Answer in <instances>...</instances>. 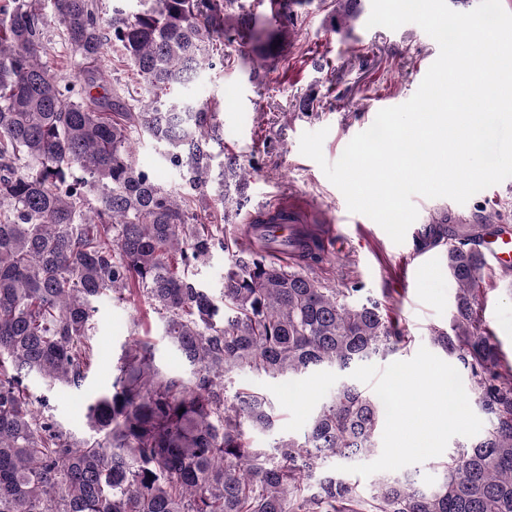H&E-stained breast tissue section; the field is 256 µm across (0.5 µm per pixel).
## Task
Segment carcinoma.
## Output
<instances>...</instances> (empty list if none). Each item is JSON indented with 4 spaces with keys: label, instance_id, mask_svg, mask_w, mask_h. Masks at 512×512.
<instances>
[{
    "label": "carcinoma",
    "instance_id": "obj_1",
    "mask_svg": "<svg viewBox=\"0 0 512 512\" xmlns=\"http://www.w3.org/2000/svg\"><path fill=\"white\" fill-rule=\"evenodd\" d=\"M0 0V512H512V365L481 327L479 245L489 224H431L419 245L448 239L456 286L450 330L431 340L468 373L490 424L440 462L441 481L381 473L369 494L342 475L317 474L376 451L383 401L344 382L301 441L282 439L268 456L252 435L272 430L267 396L227 376L298 377L352 365L406 345L379 301H349L350 288H324L305 273L324 246L304 234L302 267L198 224L190 202L212 181L240 184L247 171L220 159L212 107L172 96L235 32L240 63L275 59L297 9L274 0L279 24L258 22L238 0ZM331 28L346 32L360 0H321ZM57 31L77 74L47 56ZM120 47L139 85L103 84L100 63ZM148 137L179 172L182 191L158 184L133 159ZM232 253L215 297L189 274L216 248ZM142 296L164 335L195 367L193 379L162 370L152 344L125 349L110 389L87 399L93 439L63 432L44 415L47 397L80 389L94 358L99 299Z\"/></svg>",
    "mask_w": 512,
    "mask_h": 512
}]
</instances>
